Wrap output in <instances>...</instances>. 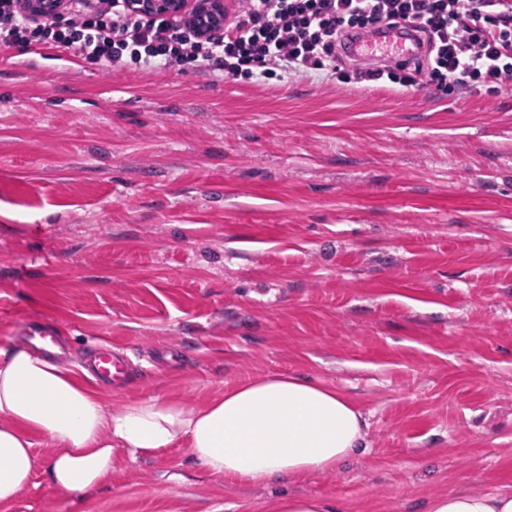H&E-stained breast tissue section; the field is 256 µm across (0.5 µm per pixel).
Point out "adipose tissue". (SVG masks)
<instances>
[{
    "label": "adipose tissue",
    "mask_w": 512,
    "mask_h": 512,
    "mask_svg": "<svg viewBox=\"0 0 512 512\" xmlns=\"http://www.w3.org/2000/svg\"><path fill=\"white\" fill-rule=\"evenodd\" d=\"M364 424L343 394L294 374L225 388L199 408L152 396L111 412L64 367L20 346L0 348V504L29 485L37 437L53 450L46 475L62 491L104 483L114 449L151 456L182 443L210 473L262 485L335 470L358 450ZM421 512H512V492L463 489L426 499Z\"/></svg>",
    "instance_id": "1"
}]
</instances>
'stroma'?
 <instances>
[{
  "label": "stroma",
  "mask_w": 512,
  "mask_h": 512,
  "mask_svg": "<svg viewBox=\"0 0 512 512\" xmlns=\"http://www.w3.org/2000/svg\"><path fill=\"white\" fill-rule=\"evenodd\" d=\"M56 327L61 360L117 344L126 385L200 407L298 373L363 413L330 473L247 486L186 445L115 450L100 489H55L52 453L0 512H419L512 491V86L243 79L0 48V346ZM269 512H331L324 499L314 496H283L272 501Z\"/></svg>",
  "instance_id": "1"
}]
</instances>
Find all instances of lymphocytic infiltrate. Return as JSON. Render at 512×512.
Here are the masks:
<instances>
[{"label":"lymphocytic infiltrate","mask_w":512,"mask_h":512,"mask_svg":"<svg viewBox=\"0 0 512 512\" xmlns=\"http://www.w3.org/2000/svg\"><path fill=\"white\" fill-rule=\"evenodd\" d=\"M62 22L31 18L25 0H0V48L37 42L76 58L161 69L192 63L229 77L387 81L489 93L512 84V0H242L207 36L186 20L133 13L127 0H62ZM407 23L424 54L415 64L346 63L352 35Z\"/></svg>","instance_id":"f902f5d3"}]
</instances>
